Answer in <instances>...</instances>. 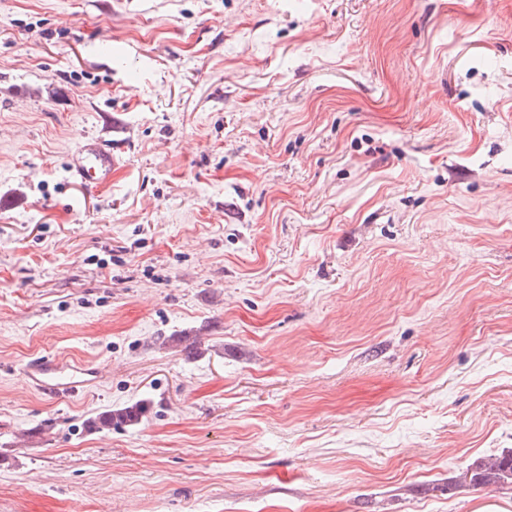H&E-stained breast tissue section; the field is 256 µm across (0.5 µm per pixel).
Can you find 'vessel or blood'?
<instances>
[{"mask_svg":"<svg viewBox=\"0 0 512 512\" xmlns=\"http://www.w3.org/2000/svg\"><path fill=\"white\" fill-rule=\"evenodd\" d=\"M115 162L111 144L96 138L77 150L70 171L83 186L93 188L110 179ZM23 377L38 392L58 397L75 394L93 384L97 372L91 366L73 365L57 356H38L26 363Z\"/></svg>","mask_w":512,"mask_h":512,"instance_id":"obj_1","label":"vessel or blood"}]
</instances>
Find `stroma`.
I'll use <instances>...</instances> for the list:
<instances>
[{
    "mask_svg": "<svg viewBox=\"0 0 512 512\" xmlns=\"http://www.w3.org/2000/svg\"><path fill=\"white\" fill-rule=\"evenodd\" d=\"M510 448L512 0H0V512H512ZM115 162L112 145L96 138L77 150L70 171L74 179L83 186L94 188L110 179ZM23 377L29 386L45 396L58 397L74 395L93 384L97 371L89 365H72L61 357L38 356L26 363ZM144 411L145 407L140 404H135L117 410H109L88 418L85 425L89 430L95 431L109 430L112 429V426L122 424L131 425L140 420ZM464 475L474 486L512 485V450L478 459Z\"/></svg>",
    "mask_w": 512,
    "mask_h": 512,
    "instance_id": "1",
    "label": "stroma"
}]
</instances>
